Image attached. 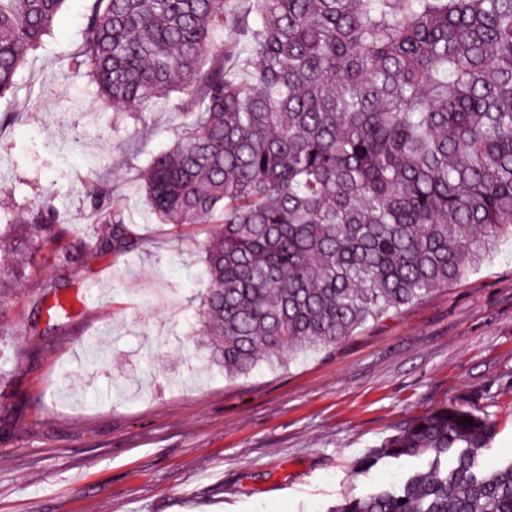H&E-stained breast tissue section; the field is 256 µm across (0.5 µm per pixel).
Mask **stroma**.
Segmentation results:
<instances>
[{"instance_id": "stroma-1", "label": "stroma", "mask_w": 512, "mask_h": 512, "mask_svg": "<svg viewBox=\"0 0 512 512\" xmlns=\"http://www.w3.org/2000/svg\"><path fill=\"white\" fill-rule=\"evenodd\" d=\"M92 0H67L0 100V225L50 201L72 236L93 190L120 199L143 236L88 258L66 295H93L54 333L32 306L59 276L34 250L27 282L0 298V512H326L411 463L360 460L412 417L448 402L488 413L484 463L512 458V244L460 280L368 324L333 350L225 377L198 326L213 227L155 223L139 171L174 142V97L104 112L84 59ZM95 346L87 360L79 343Z\"/></svg>"}]
</instances>
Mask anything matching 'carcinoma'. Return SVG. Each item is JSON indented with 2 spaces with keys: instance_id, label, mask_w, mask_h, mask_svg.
<instances>
[{
  "instance_id": "1",
  "label": "carcinoma",
  "mask_w": 512,
  "mask_h": 512,
  "mask_svg": "<svg viewBox=\"0 0 512 512\" xmlns=\"http://www.w3.org/2000/svg\"><path fill=\"white\" fill-rule=\"evenodd\" d=\"M66 2L0 0V99ZM94 2L84 53L103 107L179 94L174 144L140 179L159 223H219L198 299L228 376L333 348L512 242V0H255L254 24L224 0ZM226 30L253 41L240 79ZM91 220L110 234L72 240L43 201L0 230V291L37 244L63 270L140 248L110 190ZM62 299L36 302L43 332ZM492 438L489 415L442 404L364 460L419 468L328 512H512V458L480 466Z\"/></svg>"
}]
</instances>
